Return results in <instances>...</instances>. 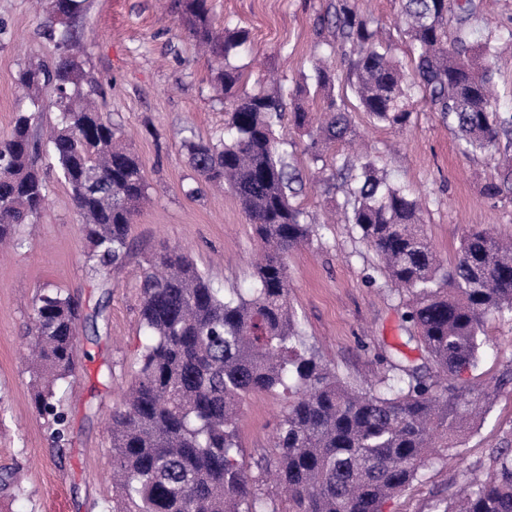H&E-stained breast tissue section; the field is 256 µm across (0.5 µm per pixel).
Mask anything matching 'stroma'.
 Instances as JSON below:
<instances>
[{
	"instance_id": "35a3bbf8",
	"label": "stroma",
	"mask_w": 512,
	"mask_h": 512,
	"mask_svg": "<svg viewBox=\"0 0 512 512\" xmlns=\"http://www.w3.org/2000/svg\"><path fill=\"white\" fill-rule=\"evenodd\" d=\"M334 2L209 0L216 29L249 33L226 61L242 74L243 90L272 78L295 85L324 56L346 77L348 59L334 49L333 28L318 25ZM357 6L381 28L391 54L408 61L399 0H357ZM76 23L85 33L84 69L97 85L98 108L143 162L149 199L130 228L125 262L100 275L85 262L87 242L67 185L47 157L38 161L48 200L38 222L23 227L22 245L0 251V471L21 476L20 483L0 486V512H112L108 423L134 377L144 341L137 283L145 257L165 245L183 249L229 295L253 287L260 250L238 200L197 184L188 165L183 141L222 134L225 106L212 83L213 60L180 26L173 0H85ZM45 24L35 0H0V135L14 124L18 70L52 65L59 55L43 35ZM345 101L354 144L332 145L321 162L304 154L293 126L277 129L293 143L291 162L303 180L293 203L315 226L309 242L288 255V288L306 343L341 378L366 389L384 376L394 352L414 362L422 352L403 320L405 294L385 278L357 227L328 221L345 199L337 170L359 154L373 159L380 174L420 200L426 235L449 265L472 227L512 237V199L485 195L496 174L493 160L464 154L447 123L424 104L415 105L406 128L397 132L362 112L353 93ZM47 288L70 294L90 318L79 331L80 367L61 386L68 433L60 446L36 412L27 358L32 308ZM511 367L512 316L488 317L478 362L461 379L489 380ZM287 406L280 392L244 401L237 428L252 475L261 476L273 456ZM511 444L510 387L453 456L426 464L383 512H442L461 470Z\"/></svg>"
}]
</instances>
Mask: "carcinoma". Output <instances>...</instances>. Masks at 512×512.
I'll return each mask as SVG.
<instances>
[{"instance_id":"obj_1","label":"carcinoma","mask_w":512,"mask_h":512,"mask_svg":"<svg viewBox=\"0 0 512 512\" xmlns=\"http://www.w3.org/2000/svg\"><path fill=\"white\" fill-rule=\"evenodd\" d=\"M81 0H49L48 27L61 26L64 51L53 67L28 65L16 76L28 92L11 131L0 137V242L14 239L45 204L48 187L35 158L32 120L43 111L40 93L59 112L48 145L68 186L96 271L128 256L129 230L148 184L139 157L119 143L112 122L87 101L82 60L69 52L81 41L74 27ZM189 35L215 56V79L229 99L224 134L184 142L197 180L226 187L239 201L262 256L248 295L213 287L195 262L163 248L144 259L140 322L145 333L139 365L109 427L117 499L112 512H382L383 504L419 475L425 463L458 446L512 369L494 382L459 386L483 346L490 314L512 315V240L487 229L469 230L455 263L446 267L424 233L418 201L379 175L370 160L350 166L344 220L358 227L389 282L408 293L404 313L428 364L387 360L389 374L357 389L319 361L301 338L288 298V253L310 239L311 225L291 203L302 177L288 162V143L275 126L284 114L307 137L317 162L329 144L351 133L346 109L334 96L335 74L323 60L293 90L239 92L241 74L224 68L248 32L214 31L207 0H175ZM482 0H400L410 67L393 60L374 21L353 0H336L320 24L336 29V47L350 58L348 84L362 111L401 128L414 97L448 122L465 153L502 155L490 198L512 199V114L503 115L493 80L499 39L476 38ZM327 99L321 124L310 128L298 103L308 82ZM81 311L60 290L35 303L32 356L35 405L59 442L66 418L56 385L73 375ZM288 394L273 464L284 492L268 498L260 478L241 461L237 420L256 392ZM460 474L443 512H512V448H493L488 474Z\"/></svg>"}]
</instances>
